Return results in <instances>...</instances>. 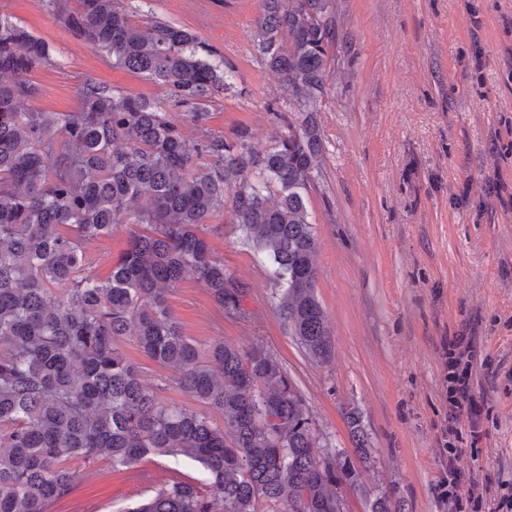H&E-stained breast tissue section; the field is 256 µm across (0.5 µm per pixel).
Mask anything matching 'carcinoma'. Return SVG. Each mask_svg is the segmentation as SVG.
<instances>
[{"instance_id": "1", "label": "carcinoma", "mask_w": 512, "mask_h": 512, "mask_svg": "<svg viewBox=\"0 0 512 512\" xmlns=\"http://www.w3.org/2000/svg\"><path fill=\"white\" fill-rule=\"evenodd\" d=\"M39 2L112 66L165 89L201 136L185 138L160 102L91 83L75 112L18 111L51 48L0 12V512H47L98 460L125 471L155 456L188 458L202 477L176 475L127 512H336L347 456L320 442L280 360L222 339L201 345L167 303L191 273L224 313L247 317V291L205 231L227 206L270 262L297 343L317 362L331 355L308 195L336 0H261L253 49L300 113L261 148L207 133L206 103L233 75L194 33L139 24L119 0ZM118 224L143 230L101 280L87 248ZM126 340L171 375L145 383ZM172 385L200 408L162 401ZM344 420L370 461L360 413ZM364 512L401 508L381 492Z\"/></svg>"}]
</instances>
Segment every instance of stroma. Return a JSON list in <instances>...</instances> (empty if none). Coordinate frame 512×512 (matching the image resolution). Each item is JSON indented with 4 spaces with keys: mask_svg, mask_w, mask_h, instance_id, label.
<instances>
[{
    "mask_svg": "<svg viewBox=\"0 0 512 512\" xmlns=\"http://www.w3.org/2000/svg\"><path fill=\"white\" fill-rule=\"evenodd\" d=\"M135 21L160 19L224 58L232 95L208 105L207 127L268 144L291 105L278 74L252 49L260 0H120ZM343 37L319 114L322 164L308 196L318 239L316 292L333 351L309 359L283 317L261 255L224 215L206 235L247 290V318L225 316L193 275L168 298L185 335L260 346L283 363L351 474L348 512L384 491L404 512H444L437 482L448 427L444 341L478 338L473 387L489 411L472 467L493 493L512 489V0H337ZM0 11L49 43L52 62L30 76L20 110L72 112L96 83L165 100L161 87L113 67L37 0ZM117 225L90 249L99 278L127 248ZM356 409L373 464L355 453L344 412ZM194 462L159 457L113 472L99 462L49 512H124Z\"/></svg>",
    "mask_w": 512,
    "mask_h": 512,
    "instance_id": "stroma-1",
    "label": "stroma"
}]
</instances>
